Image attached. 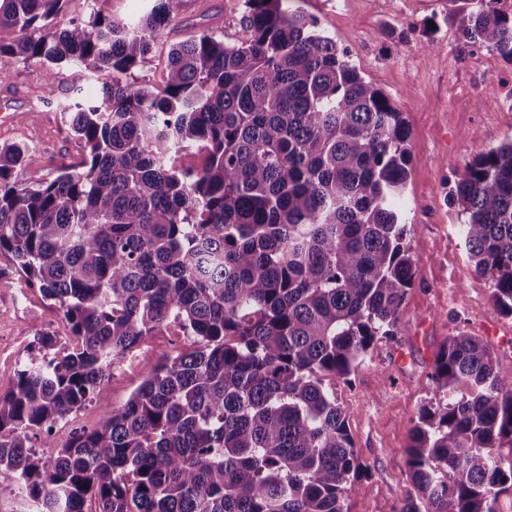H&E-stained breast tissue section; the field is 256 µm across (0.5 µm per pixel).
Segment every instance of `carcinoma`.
<instances>
[{"label": "carcinoma", "instance_id": "carcinoma-1", "mask_svg": "<svg viewBox=\"0 0 512 512\" xmlns=\"http://www.w3.org/2000/svg\"><path fill=\"white\" fill-rule=\"evenodd\" d=\"M0 0V55L66 64L77 166L18 184L28 148L0 145V253L62 311L67 347L38 332L0 395V475L36 512H348L364 471L347 414L324 387L350 381L394 335L414 282L399 202L410 131L336 39L283 0H243L239 43L214 25L168 51L162 94L129 79L181 0L129 28L90 0ZM465 30L512 60V14ZM200 157L195 167L181 154ZM477 273L512 317V140L473 159L452 191ZM176 325L190 345L144 369L99 428L56 426L92 399L146 336ZM408 457L402 512H498L512 494V377L476 336L448 337ZM88 1L69 0L65 8L55 16L52 28L57 31L65 30L70 27L74 19L84 17L88 11Z\"/></svg>", "mask_w": 512, "mask_h": 512}]
</instances>
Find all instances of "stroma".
<instances>
[{"mask_svg":"<svg viewBox=\"0 0 512 512\" xmlns=\"http://www.w3.org/2000/svg\"><path fill=\"white\" fill-rule=\"evenodd\" d=\"M311 16L324 35L339 40L366 82L384 92L410 130L412 161L405 189L406 243L415 277L394 336L369 350L351 383L329 377L348 416L355 449L365 465L346 505L349 512H400L410 489L406 449L423 407L440 398L432 379L448 336L481 337L512 374V317L492 300L490 279L476 274L450 201L455 181L475 157L512 138V60L464 32L471 12L487 0H287ZM238 0H181L180 17L157 40L132 76L151 90L164 87L171 44L218 18L224 39H244ZM434 41L433 53L423 50ZM0 144L28 146L15 172L19 184L53 176L80 162L83 148L67 131L60 105L74 80L70 68L48 79L36 61L23 65L0 56ZM66 339L64 318L38 289L27 287L11 256L0 254V394L35 347L38 331ZM188 343L176 326L146 337L112 367L94 397L63 424L66 431L96 429L105 409L123 405L143 379L146 365Z\"/></svg>","mask_w":512,"mask_h":512,"instance_id":"stroma-1","label":"stroma"}]
</instances>
